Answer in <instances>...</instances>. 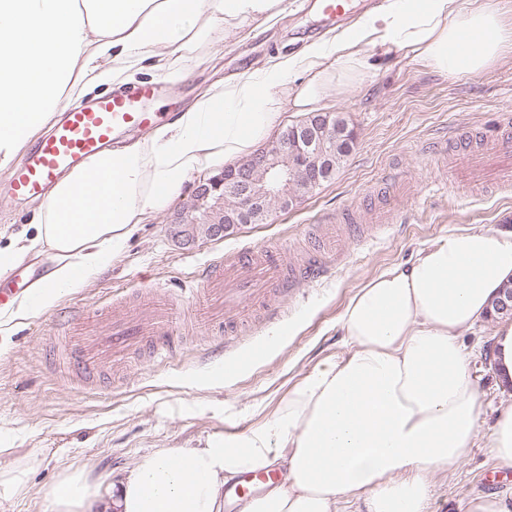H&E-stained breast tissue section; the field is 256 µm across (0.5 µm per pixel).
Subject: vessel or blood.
<instances>
[{
    "label": "vessel or blood",
    "instance_id": "vessel-or-blood-1",
    "mask_svg": "<svg viewBox=\"0 0 512 512\" xmlns=\"http://www.w3.org/2000/svg\"><path fill=\"white\" fill-rule=\"evenodd\" d=\"M329 21L345 20L349 0H317ZM164 94L161 87H124L91 103L60 113L51 131L36 139L23 163L10 177V191L19 200L47 198L65 176L88 170L92 160L109 150L124 133L162 122L164 113L154 103ZM469 135L455 136L453 143H436V152L451 151V168L457 177L481 174L488 189L512 187V116L501 124L493 145L469 149ZM331 274L321 251L289 260L287 244L259 249L245 248L211 260L194 277L188 297L170 293L163 285L137 288L120 298L98 303L64 326L59 346L74 347L71 373L89 377L103 365L126 361L135 352L155 354L178 348L186 336L207 333L232 341L245 334L251 320L260 318L282 326L275 298L287 295L296 278L318 282ZM234 307L247 311L248 320L226 317ZM262 344L248 346L233 358L207 368L206 378H226L259 357ZM267 473L250 474L226 488V496L246 499L270 482Z\"/></svg>",
    "mask_w": 512,
    "mask_h": 512
}]
</instances>
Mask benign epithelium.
<instances>
[{
  "mask_svg": "<svg viewBox=\"0 0 512 512\" xmlns=\"http://www.w3.org/2000/svg\"><path fill=\"white\" fill-rule=\"evenodd\" d=\"M355 132L332 112H313L254 156L197 184L170 221V232L194 242L246 224H268L295 208L336 173V150L350 155Z\"/></svg>",
  "mask_w": 512,
  "mask_h": 512,
  "instance_id": "1",
  "label": "benign epithelium"
}]
</instances>
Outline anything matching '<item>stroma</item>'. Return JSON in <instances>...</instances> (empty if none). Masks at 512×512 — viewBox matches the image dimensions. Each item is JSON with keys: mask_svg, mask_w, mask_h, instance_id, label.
<instances>
[{"mask_svg": "<svg viewBox=\"0 0 512 512\" xmlns=\"http://www.w3.org/2000/svg\"><path fill=\"white\" fill-rule=\"evenodd\" d=\"M285 6V17L203 47L188 73L162 79L170 112L184 111L211 85L334 33L317 10L304 9L303 0H285ZM367 51L379 66L374 81L335 90L326 102V111L345 118L357 133L355 148L334 179L296 208L274 215L271 223L244 225L192 245L171 237V212L149 218L106 271L65 295L55 308L15 321L11 347L0 354V448L16 458L38 456L40 464L30 476L29 493L13 500L9 512H45L49 489L68 467L118 476L135 457L156 449L196 447L215 434L245 430L260 413H271L318 361L344 352L338 320L369 279L410 261L419 248L453 230L512 229V189L487 193L476 178L468 183L441 179V187H434L447 162L426 149L451 131L497 134L501 114H512V54L479 73L449 80L412 52L378 45ZM398 172L411 182L410 192L393 201L400 223L368 232L361 242L346 225H324L325 217L348 209L372 223V188ZM9 179V173L0 172V239L5 241L21 232L34 210L33 204L8 195ZM319 223L335 241L326 255L330 278L318 284L296 281L292 293L279 298L290 328L284 347L228 383L210 386L202 380L203 371L224 356L223 342L206 335L173 351L140 357L117 382L106 368L93 380L72 378L55 362L51 346L73 310L153 283L181 290L213 255L246 246L284 241L291 253H302L309 247V225ZM499 324V318H484L461 337L472 353L484 415L468 458L434 475L431 512H463L476 495L512 497V479L495 485L483 480L495 468L487 448L489 429L497 408L512 401V388L502 382L493 359Z\"/></svg>", "mask_w": 512, "mask_h": 512, "instance_id": "stroma-1", "label": "stroma"}]
</instances>
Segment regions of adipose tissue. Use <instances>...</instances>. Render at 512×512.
Wrapping results in <instances>:
<instances>
[{
    "mask_svg": "<svg viewBox=\"0 0 512 512\" xmlns=\"http://www.w3.org/2000/svg\"><path fill=\"white\" fill-rule=\"evenodd\" d=\"M284 11V0H0V171L71 102L146 67L187 69L202 41ZM371 43L460 79L512 54V0H381L332 38L211 86L149 137L96 158L98 181L62 179L0 246V277L34 247L51 260L31 293L0 309V352L12 320L52 309L110 267L194 174L252 156L284 110L316 111L336 88L372 81ZM511 279L512 231L435 240L357 289L338 321L348 352L316 364L271 415L200 447L140 455L116 482L67 468L48 512H224L225 483L275 470L280 480L241 512H347L359 500L366 512H430L435 473L467 458L482 415L460 338ZM488 446L512 472V403L498 409ZM36 463L0 448V507L26 495Z\"/></svg>",
    "mask_w": 512,
    "mask_h": 512,
    "instance_id": "1",
    "label": "adipose tissue"
}]
</instances>
